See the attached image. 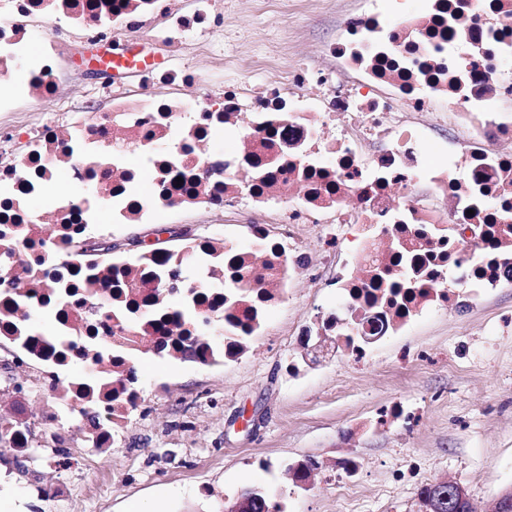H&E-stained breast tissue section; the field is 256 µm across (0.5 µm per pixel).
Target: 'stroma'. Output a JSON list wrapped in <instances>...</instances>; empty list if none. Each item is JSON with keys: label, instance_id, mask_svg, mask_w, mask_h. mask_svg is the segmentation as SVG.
Instances as JSON below:
<instances>
[{"label": "stroma", "instance_id": "1", "mask_svg": "<svg viewBox=\"0 0 512 512\" xmlns=\"http://www.w3.org/2000/svg\"><path fill=\"white\" fill-rule=\"evenodd\" d=\"M360 0H288L284 13L261 11L256 0H217L207 40L212 55L169 52L158 38L155 15L134 31L100 42L103 53L160 57L163 68L197 66L203 84L220 93L225 82H284L293 69L328 67L324 47ZM68 46L60 64L62 90L54 98L17 102L0 112V159L9 160L47 123L69 126L89 108L104 110L113 96L133 93L135 74L113 80L94 73L81 51L88 37L69 27L54 30ZM243 208L237 223L212 222L198 209L155 210L149 224H116L111 208L95 205L93 224L111 227L112 254L135 258L137 239L150 224L233 248L251 247ZM308 248H329L335 263L310 266L308 280L290 284L285 299L265 307L245 353L204 365L141 352L135 357L139 406L109 448L89 447L84 431L49 427L45 416L65 407L66 387L86 368L60 371L57 389L39 392L32 367L0 363V385L21 386L29 415L33 456L17 465L0 448V475L15 501L32 512H223L225 499L248 487L282 496L285 512H415L427 483L466 487L478 512H492L512 488V286L450 310L413 319L394 335L367 345L363 363L348 354L302 363L301 328L335 305L337 260L355 245L351 228L316 233L298 225ZM403 405L414 427L376 426L381 409ZM61 449L69 465H47ZM318 467L306 484L292 465ZM358 461L356 493L341 496L338 467Z\"/></svg>", "mask_w": 512, "mask_h": 512}]
</instances>
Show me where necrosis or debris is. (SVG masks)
<instances>
[{
    "label": "necrosis or debris",
    "mask_w": 512,
    "mask_h": 512,
    "mask_svg": "<svg viewBox=\"0 0 512 512\" xmlns=\"http://www.w3.org/2000/svg\"><path fill=\"white\" fill-rule=\"evenodd\" d=\"M385 0H363L346 17L324 54L329 69H295L284 83H228L216 106L185 109L171 91L199 83L198 69L139 72L136 94L112 101L111 112L62 129L43 126L25 148L0 164V244L13 251L19 293L37 292L68 328L62 353L35 348L45 387H54L67 362L86 363L90 376L112 368V285L108 278L54 293L30 278L74 270L24 225L88 228L85 197L59 200L33 213L31 197L59 171L73 185L112 205L115 219L136 223L156 208L154 198L130 197L126 157L140 153L151 172L182 178L189 196L222 209L232 221L240 202L260 206L286 199L278 225L253 222L249 260L266 277L274 254L289 271L309 256L290 232L293 224H339L367 231L351 259L341 305L314 322L327 336L353 328L359 336H388L424 306H453L512 284V0H422L419 10L387 13ZM214 0L192 10L175 0H0V75L22 92H60L62 43L45 37L32 52L30 22L64 23L94 31L134 28L135 18L166 17L161 40L174 50L206 36ZM453 104L459 132L448 163L428 164V120L439 102ZM248 124H240L241 113ZM234 135L235 152L202 155L215 129ZM373 152H365V145ZM391 269L384 283L374 269Z\"/></svg>",
    "instance_id": "obj_1"
}]
</instances>
